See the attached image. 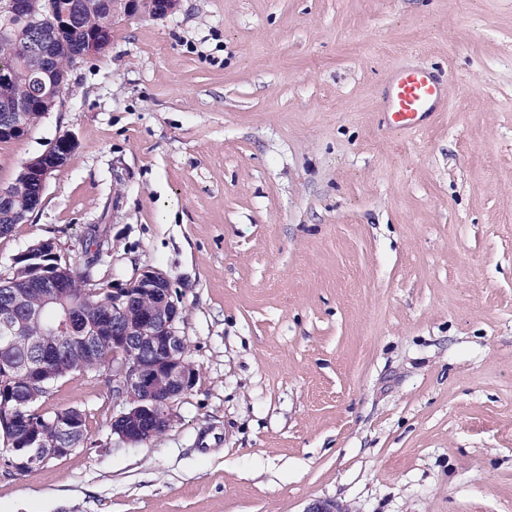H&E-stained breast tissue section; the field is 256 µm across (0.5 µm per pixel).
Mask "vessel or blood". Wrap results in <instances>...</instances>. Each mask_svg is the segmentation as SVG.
Returning <instances> with one entry per match:
<instances>
[{"label": "vessel or blood", "instance_id": "vessel-or-blood-1", "mask_svg": "<svg viewBox=\"0 0 512 512\" xmlns=\"http://www.w3.org/2000/svg\"><path fill=\"white\" fill-rule=\"evenodd\" d=\"M445 103V86L437 75L404 64L387 77L380 109L390 131L407 133L426 128Z\"/></svg>", "mask_w": 512, "mask_h": 512}]
</instances>
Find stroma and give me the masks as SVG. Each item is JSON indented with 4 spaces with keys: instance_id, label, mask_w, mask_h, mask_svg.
Instances as JSON below:
<instances>
[{
    "instance_id": "obj_1",
    "label": "stroma",
    "mask_w": 512,
    "mask_h": 512,
    "mask_svg": "<svg viewBox=\"0 0 512 512\" xmlns=\"http://www.w3.org/2000/svg\"><path fill=\"white\" fill-rule=\"evenodd\" d=\"M444 112L395 135L407 56ZM75 140L0 271L105 235L107 285L163 271L196 372L152 440L112 434V371L56 381L87 437L0 468V512H512V0H181L121 15L0 185Z\"/></svg>"
}]
</instances>
